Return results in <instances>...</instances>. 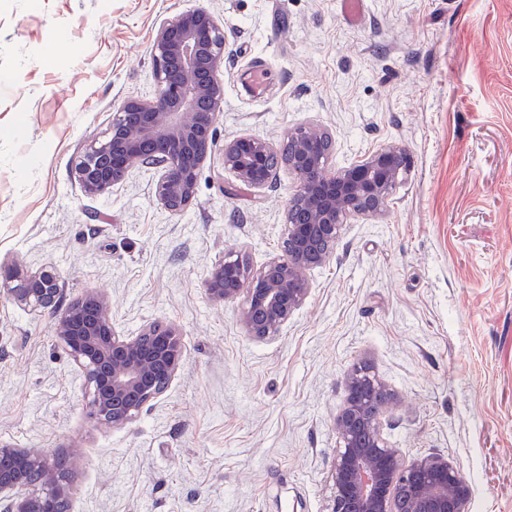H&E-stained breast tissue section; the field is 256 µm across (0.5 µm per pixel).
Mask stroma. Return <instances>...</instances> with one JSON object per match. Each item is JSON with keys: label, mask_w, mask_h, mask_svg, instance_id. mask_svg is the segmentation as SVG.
<instances>
[{"label": "stroma", "mask_w": 512, "mask_h": 512, "mask_svg": "<svg viewBox=\"0 0 512 512\" xmlns=\"http://www.w3.org/2000/svg\"><path fill=\"white\" fill-rule=\"evenodd\" d=\"M200 3L227 43L195 202L168 212L140 170L86 195L75 158L152 96L155 30ZM312 119L330 169L399 144L411 170L259 342L205 281L225 256L279 252L295 181L253 190L222 146ZM0 262L53 264L65 305L105 293L121 334L161 320L185 339L167 391L114 428L90 418L52 316L0 299V444L80 449L70 512H331L336 413L362 362L397 396L391 444L447 455L469 512H512V0H364L352 22L341 0H0Z\"/></svg>", "instance_id": "obj_1"}]
</instances>
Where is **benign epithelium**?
Returning a JSON list of instances; mask_svg holds the SVG:
<instances>
[{
	"mask_svg": "<svg viewBox=\"0 0 512 512\" xmlns=\"http://www.w3.org/2000/svg\"><path fill=\"white\" fill-rule=\"evenodd\" d=\"M226 33L199 6L162 23L152 40L155 90L126 99L102 139L74 166L89 196H103L134 169L158 173L156 200L183 212L196 198L198 174L215 147L214 120L224 103L219 72ZM331 133L317 122L288 132L278 143L256 135L224 141V169L240 183L262 189L279 168L288 169L296 192L285 212L281 251L262 266L243 256L214 263L206 291L214 302L239 297V321L256 341L278 335L305 303L310 271L329 261L344 223L384 211L410 167L408 151L388 145L339 172L328 170ZM59 275L0 263V298L55 319V338L81 371L90 417L114 428L135 422L178 375L184 337L171 323L153 322L135 336L118 333L106 296L89 290L58 307ZM346 397L336 415L331 512H468L472 487L447 456L412 462L386 440L370 399L394 392L362 363L346 376ZM78 455L50 456L35 448L0 444V512H68L70 470Z\"/></svg>",
	"mask_w": 512,
	"mask_h": 512,
	"instance_id": "1",
	"label": "benign epithelium"
}]
</instances>
